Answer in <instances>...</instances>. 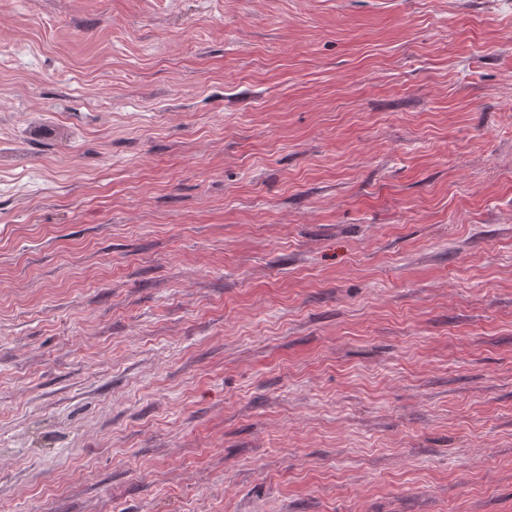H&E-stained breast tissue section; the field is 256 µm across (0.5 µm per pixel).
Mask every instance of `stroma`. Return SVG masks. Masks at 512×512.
Returning <instances> with one entry per match:
<instances>
[{
    "instance_id": "1",
    "label": "stroma",
    "mask_w": 512,
    "mask_h": 512,
    "mask_svg": "<svg viewBox=\"0 0 512 512\" xmlns=\"http://www.w3.org/2000/svg\"><path fill=\"white\" fill-rule=\"evenodd\" d=\"M0 512H512V0H9Z\"/></svg>"
}]
</instances>
